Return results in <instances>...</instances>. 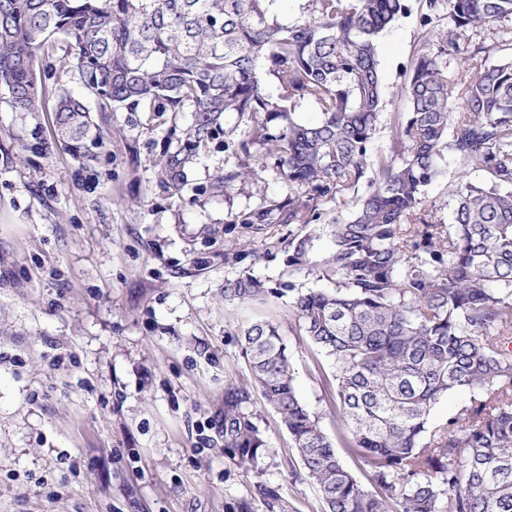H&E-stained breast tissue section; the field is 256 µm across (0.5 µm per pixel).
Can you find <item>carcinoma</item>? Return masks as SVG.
Segmentation results:
<instances>
[{
	"label": "carcinoma",
	"mask_w": 512,
	"mask_h": 512,
	"mask_svg": "<svg viewBox=\"0 0 512 512\" xmlns=\"http://www.w3.org/2000/svg\"><path fill=\"white\" fill-rule=\"evenodd\" d=\"M282 0H0V86L18 112H42L49 93L39 55L57 47L100 111L191 113L186 144L164 153L178 191L190 159L224 129L231 159L211 189L229 195L276 156L286 192L230 220L288 225V287L251 274L224 280L227 304L289 297L296 334L331 362L336 439L301 401L287 346L265 318L243 330L252 388L224 389V453L259 469L267 442L252 391L281 419L325 512H512V54L460 42L496 24L512 46V0H426L425 37L401 90L388 147L374 145L383 109L378 41L404 0H308L288 22ZM462 63L468 78L448 73ZM268 64V89L260 71ZM317 118H294L297 106ZM53 130L73 156L97 158L107 135L84 97L54 93ZM460 168L450 223L428 187ZM473 172L483 173L479 181ZM361 192L352 216L331 218V245L314 258L311 224ZM315 276L332 289L295 287ZM465 389L470 404L442 423L431 411ZM369 466L365 487L338 449ZM268 512H288L258 486Z\"/></svg>",
	"instance_id": "1"
}]
</instances>
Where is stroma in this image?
Wrapping results in <instances>:
<instances>
[{
    "label": "stroma",
    "instance_id": "1",
    "mask_svg": "<svg viewBox=\"0 0 512 512\" xmlns=\"http://www.w3.org/2000/svg\"><path fill=\"white\" fill-rule=\"evenodd\" d=\"M380 38L391 115L428 29L425 0H408ZM110 130L92 162L53 136L49 112H17L0 89V512H266L258 484L279 488L288 512H324L279 416L256 402L269 452L261 471L229 463L218 426L224 387L251 374L239 344L251 310L224 302L225 279L249 272L286 284L284 224L254 231L265 257L228 260L231 213L281 194L274 158L231 195L210 183L224 170L216 139L180 191L164 150L187 140L186 112L99 111ZM279 324L298 395L336 434L324 356L295 335L287 302ZM79 469H72V462Z\"/></svg>",
    "mask_w": 512,
    "mask_h": 512
}]
</instances>
